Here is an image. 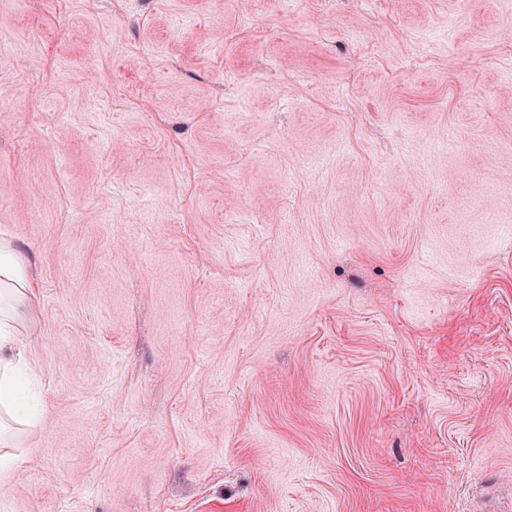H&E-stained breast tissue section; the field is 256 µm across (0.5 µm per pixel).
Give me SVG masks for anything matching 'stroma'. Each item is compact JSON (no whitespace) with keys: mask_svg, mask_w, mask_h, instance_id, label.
<instances>
[{"mask_svg":"<svg viewBox=\"0 0 512 512\" xmlns=\"http://www.w3.org/2000/svg\"><path fill=\"white\" fill-rule=\"evenodd\" d=\"M0 232V512H512V0H0ZM30 259L11 239L0 236V411L9 415L18 430L30 426L15 415L21 388L32 386L37 377L22 350L19 336V309L32 307L37 282Z\"/></svg>","mask_w":512,"mask_h":512,"instance_id":"1","label":"stroma"}]
</instances>
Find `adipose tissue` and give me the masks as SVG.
Here are the masks:
<instances>
[{"label": "adipose tissue", "instance_id": "ef3b65f1", "mask_svg": "<svg viewBox=\"0 0 512 512\" xmlns=\"http://www.w3.org/2000/svg\"><path fill=\"white\" fill-rule=\"evenodd\" d=\"M36 288L27 254L0 236V412L10 416L20 389L37 380L18 340V311L32 307Z\"/></svg>", "mask_w": 512, "mask_h": 512}]
</instances>
